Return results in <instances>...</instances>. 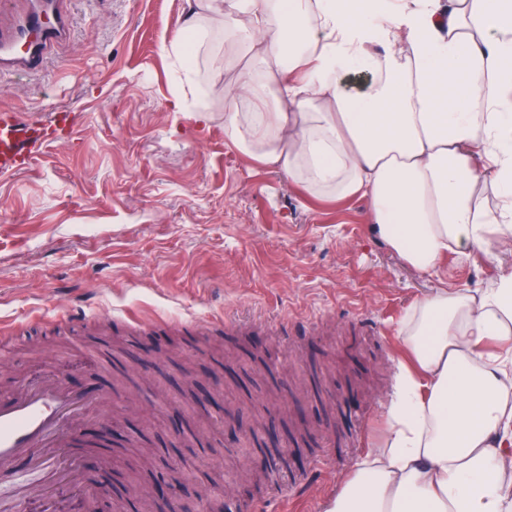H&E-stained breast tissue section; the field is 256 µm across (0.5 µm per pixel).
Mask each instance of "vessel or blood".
Wrapping results in <instances>:
<instances>
[{
  "instance_id": "1",
  "label": "vessel or blood",
  "mask_w": 512,
  "mask_h": 512,
  "mask_svg": "<svg viewBox=\"0 0 512 512\" xmlns=\"http://www.w3.org/2000/svg\"><path fill=\"white\" fill-rule=\"evenodd\" d=\"M13 22L0 27V73L40 71L51 51L71 33L65 0H15ZM71 117L57 113L54 127L29 125L18 113H0V177L30 163L49 137L69 127ZM112 401L108 392L86 393L63 376L46 373L34 383H22L0 399V469L25 461L41 480L20 485L18 502L36 498L43 512H54L57 485L81 487L88 498L100 490L87 484L78 437L89 416L100 414Z\"/></svg>"
}]
</instances>
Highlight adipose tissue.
I'll return each mask as SVG.
<instances>
[{
    "label": "adipose tissue",
    "instance_id": "ef3b65f1",
    "mask_svg": "<svg viewBox=\"0 0 512 512\" xmlns=\"http://www.w3.org/2000/svg\"><path fill=\"white\" fill-rule=\"evenodd\" d=\"M188 3L162 40L179 64L175 111L207 119L183 89L198 80L200 19L218 13L238 149L312 195L366 199L372 232L419 273L451 253L512 251V0ZM400 334L413 364L387 432L327 512H512V268L425 295Z\"/></svg>",
    "mask_w": 512,
    "mask_h": 512
}]
</instances>
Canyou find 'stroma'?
Here are the masks:
<instances>
[{
    "mask_svg": "<svg viewBox=\"0 0 512 512\" xmlns=\"http://www.w3.org/2000/svg\"><path fill=\"white\" fill-rule=\"evenodd\" d=\"M69 39L36 75H0V111L72 125L21 173L0 178V397L46 367L86 391L130 383L107 416L115 430L104 512H137L153 478L195 474L181 512H206L199 485L218 478L231 512H323L387 426L405 361L400 324L438 288H479L512 265L497 248L444 258L422 275L370 233L367 203L318 198L262 166L224 135L219 17L200 56L209 121L172 107L164 35L186 0H65ZM213 321L205 341L165 323ZM142 319L151 331H135ZM196 374L192 411H159L177 395L179 365ZM198 446L179 445L180 432ZM281 441L287 467L264 471L238 441ZM154 451L128 478L132 445Z\"/></svg>",
    "mask_w": 512,
    "mask_h": 512,
    "instance_id": "35a3bbf8",
    "label": "stroma"
}]
</instances>
